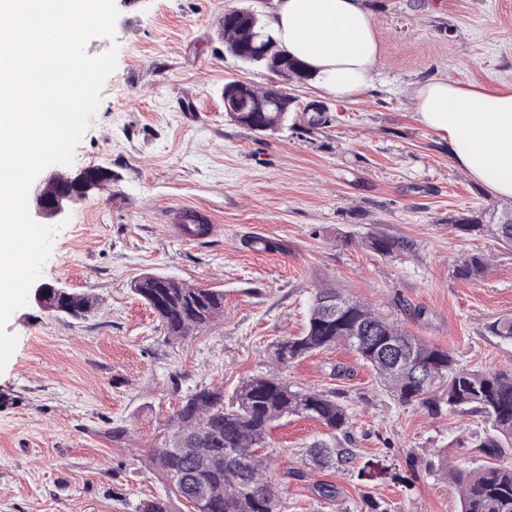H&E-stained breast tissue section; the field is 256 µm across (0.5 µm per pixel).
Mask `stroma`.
<instances>
[{
	"label": "stroma",
	"mask_w": 512,
	"mask_h": 512,
	"mask_svg": "<svg viewBox=\"0 0 512 512\" xmlns=\"http://www.w3.org/2000/svg\"><path fill=\"white\" fill-rule=\"evenodd\" d=\"M116 38L91 39L97 56L118 48V66L62 174L98 165L112 181L64 217L42 282L95 295L85 320L36 302L6 330L18 337L0 372V512H136L162 494L151 470L188 396L220 388L232 398L248 377L274 369L277 345L299 335L312 291L324 284L372 303L472 370L512 369V341L487 326L512 315V251L489 235H464L455 220L512 211L448 155L420 124L410 89L449 78L512 88V0H369L381 66L348 102L317 81L278 84L267 70L224 50L218 23L249 8L269 20L276 0H116ZM281 85L293 114L257 133L224 113V85ZM324 104L329 126L306 130L304 108ZM208 225L184 233L181 216ZM407 241L386 257L365 240ZM281 243L275 252L254 240ZM491 266L476 281L455 277L466 257ZM224 291V315L183 340L167 338L130 288L140 275ZM294 386L330 393L352 415L341 469L307 472L302 452L325 438L318 421L285 417L263 454L280 486V512H459L441 462L485 463L477 414L402 405L356 352L339 345L278 369ZM333 485L321 496L316 486Z\"/></svg>",
	"instance_id": "stroma-1"
}]
</instances>
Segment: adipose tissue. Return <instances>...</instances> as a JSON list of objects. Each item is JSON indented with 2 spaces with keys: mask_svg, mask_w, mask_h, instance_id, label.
I'll return each instance as SVG.
<instances>
[{
  "mask_svg": "<svg viewBox=\"0 0 512 512\" xmlns=\"http://www.w3.org/2000/svg\"><path fill=\"white\" fill-rule=\"evenodd\" d=\"M269 27L337 100L362 94L380 64L366 0H277ZM417 120L448 145L454 163L493 194L512 197V89L434 79L410 91Z\"/></svg>",
  "mask_w": 512,
  "mask_h": 512,
  "instance_id": "ef3b65f1",
  "label": "adipose tissue"
}]
</instances>
